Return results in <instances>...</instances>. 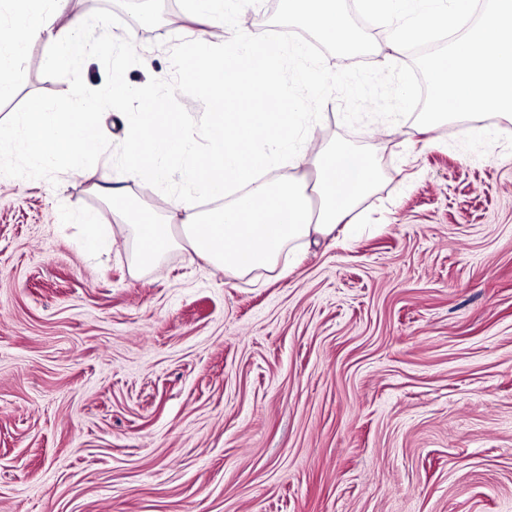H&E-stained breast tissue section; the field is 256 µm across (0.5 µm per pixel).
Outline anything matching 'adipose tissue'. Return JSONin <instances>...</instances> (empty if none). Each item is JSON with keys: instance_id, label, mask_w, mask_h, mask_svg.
<instances>
[{"instance_id": "obj_1", "label": "adipose tissue", "mask_w": 512, "mask_h": 512, "mask_svg": "<svg viewBox=\"0 0 512 512\" xmlns=\"http://www.w3.org/2000/svg\"><path fill=\"white\" fill-rule=\"evenodd\" d=\"M8 2L9 9L0 8V100L14 96L19 64L32 42L48 48L41 67L76 74L86 58L115 53L113 46L82 38L81 16L58 28L55 0ZM190 3L186 19L196 26L193 78L208 101L210 148L196 150L185 113L163 111L155 101L139 103L128 115L122 166L127 178L177 186L176 205L157 219L138 217L126 186L108 166L98 189L128 227L140 264L185 246L206 263L240 275L272 269L296 241L328 238L345 222L372 194L374 166L342 142L311 155L303 149L312 138L303 119L321 102V83L314 71L303 69L294 77L300 95L285 92L288 34L267 39L235 33L224 0ZM89 108L76 77L66 109L33 102L16 113L0 127V177L9 178L16 160L37 171L83 174L100 144ZM285 164L310 169L312 186L267 179V172Z\"/></svg>"}]
</instances>
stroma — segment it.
Returning <instances> with one entry per match:
<instances>
[{"label":"stroma","instance_id":"stroma-1","mask_svg":"<svg viewBox=\"0 0 512 512\" xmlns=\"http://www.w3.org/2000/svg\"><path fill=\"white\" fill-rule=\"evenodd\" d=\"M59 23L119 39L134 96L188 113L186 0H57ZM33 43L0 121L70 72ZM151 61L143 69L141 57ZM120 158L112 63L85 65ZM371 159L374 194L287 274L239 276L173 249L140 265L91 177L16 164L0 183V512H512V150L457 124L314 125ZM96 214L98 257L69 220Z\"/></svg>","mask_w":512,"mask_h":512}]
</instances>
